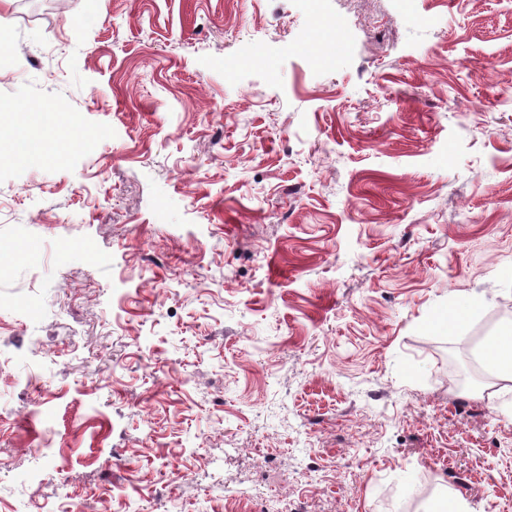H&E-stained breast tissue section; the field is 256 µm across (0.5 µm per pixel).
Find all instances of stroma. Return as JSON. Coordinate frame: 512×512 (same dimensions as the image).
Wrapping results in <instances>:
<instances>
[{
	"mask_svg": "<svg viewBox=\"0 0 512 512\" xmlns=\"http://www.w3.org/2000/svg\"><path fill=\"white\" fill-rule=\"evenodd\" d=\"M6 10L0 512H512V0ZM486 371L502 383L498 391H512V323L506 331L487 336L480 348Z\"/></svg>",
	"mask_w": 512,
	"mask_h": 512,
	"instance_id": "35a3bbf8",
	"label": "stroma"
}]
</instances>
